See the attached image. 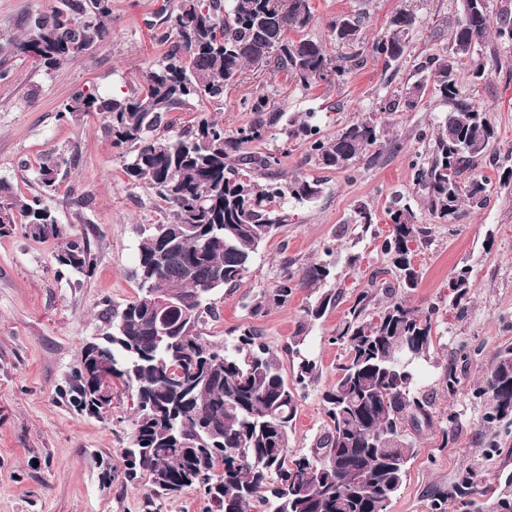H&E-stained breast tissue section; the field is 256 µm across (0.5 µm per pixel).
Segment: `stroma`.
<instances>
[{
	"mask_svg": "<svg viewBox=\"0 0 512 512\" xmlns=\"http://www.w3.org/2000/svg\"><path fill=\"white\" fill-rule=\"evenodd\" d=\"M315 21L305 37L326 42L338 64L349 67L345 79L305 89L286 72L249 67L224 90L218 115L225 128L250 122L246 99L267 96L294 124L317 125L322 139L360 117H373L386 141L373 148L354 169L339 172L307 158L302 139L273 127L253 151L273 155L277 173L318 181L319 197L310 202L282 201L288 222L254 256L238 288L213 294L216 315L201 333L218 344L233 343L241 329L254 327L280 357L285 375L296 361L287 352L305 310L327 291H339L334 309L312 322L305 350L319 368V378L302 390L290 451L305 452L328 418L322 394L336 378L345 354L332 337L356 296L374 293L385 303L386 286L398 271L382 253L389 231L387 208L409 204L430 239L415 249L420 273L417 288L405 292L407 303L433 310L434 347L414 363L416 381L433 403V424L417 432V455L389 512H431L435 490L446 487L464 469H474L487 493L485 502L505 492L498 475L512 474V425L486 427L483 406L474 396L495 353L512 346V181L502 176L512 166V43L489 37L483 51L494 63L477 81L467 63H459L457 81L464 94L486 112L491 128L489 161L477 173L490 184L484 209L464 211L454 224L439 223L414 182L416 168L431 159L434 140L448 110L433 86L430 58L447 56L449 22L459 0H312ZM55 0H0V46L20 36L24 17L49 11ZM180 0H112L110 39L78 60L51 73L30 60L7 58L11 70L0 84V179L15 191L40 197L65 233L86 236L95 264L88 273L58 266L56 239H36L23 225L0 237V512H218L203 493L187 489L173 497L150 499L147 480L127 484L119 470L121 453L132 435L133 398L122 388L112 392V407L96 418L70 408L65 392L83 345L101 336L105 309L122 310L139 292L135 277L137 245L149 225L160 223L167 206L154 190L132 185L118 148L102 130L97 113L67 120L58 112L73 92L97 87L124 96L144 83L148 67L168 49L160 36ZM414 23L404 39L405 55L392 64L371 50L389 36L397 12ZM364 18L362 42L339 47L329 42L328 23L339 15ZM426 89L414 108L384 111L386 101L416 82ZM67 151L55 189L37 180L45 153ZM376 219L370 232L358 221L359 206ZM333 262L334 276L303 284L288 304L251 316L247 304L275 283L283 265L295 274ZM469 266L475 283L465 313L448 299L455 268ZM459 380L455 394L443 381L447 369Z\"/></svg>",
	"mask_w": 512,
	"mask_h": 512,
	"instance_id": "obj_1",
	"label": "stroma"
}]
</instances>
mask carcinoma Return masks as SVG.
Here are the masks:
<instances>
[{
    "mask_svg": "<svg viewBox=\"0 0 512 512\" xmlns=\"http://www.w3.org/2000/svg\"><path fill=\"white\" fill-rule=\"evenodd\" d=\"M489 2L460 0L448 56L429 60L448 112L432 160L417 170L416 182L442 224L456 223L465 206L484 208L490 193L489 183L474 173L489 149L487 113L456 79V67L464 60L474 78L485 77L490 61L479 47L490 30L512 41V10L504 5L494 17ZM111 14L110 0H58L50 11L26 17L21 36L9 43L10 52L51 72L106 41ZM312 21L311 0H292L283 15L278 0H180L171 17L173 45L147 71L141 89L113 97L87 88L59 110L63 118L103 115L105 134L122 150L129 181L151 186L169 207L167 219L146 229L139 242L138 296L101 341L112 371L82 383L87 360L82 355L69 380L68 401L82 411L97 392L110 391L116 383L134 389V439L123 451L128 478L147 475L155 494L199 487L224 512H237L243 501L262 512H389L417 453L414 431L433 420L432 401L419 391L410 369L433 346L432 313L396 297L373 311L374 295L362 292L348 308L333 336L346 360L322 394L329 422L299 455L289 454L297 390L318 375L316 363L302 354L301 341L288 348L298 359L290 382L256 329L241 330L231 347L199 333L204 319L216 314L211 294L238 287L261 245L288 222V215L272 204L286 197L309 201L320 188L315 180L279 178L273 169L277 159L270 154L243 151L281 121L282 113L263 95L248 103L250 123L231 131L208 114L173 135L171 114L196 100L221 109L224 87L246 65L272 64L306 89L343 79L347 69L336 65L323 43L288 37ZM329 33L336 45H353L362 38V17H338L329 23ZM372 52L397 61L405 44L380 40ZM424 89L422 83L413 84L403 100L389 101L386 109L414 107ZM302 133L309 139L308 159L340 172L354 168L382 137L370 118L352 122L329 141L309 125ZM61 163L53 152L42 158V187H55ZM386 214L390 229L381 250L400 271L398 287L413 289L419 272L411 263V244L428 241L429 230L416 223L409 207L392 206ZM17 224L34 238L61 240L55 254L59 266L76 272L93 267L86 237L63 233L38 199L0 180V235ZM332 268L330 262L313 265L303 280L325 281ZM156 283L176 304L164 318L153 309ZM297 286L295 273L283 267L272 287L252 297L250 314L287 304ZM448 288L452 307L464 313L473 288L470 269L455 271ZM335 306L336 294L327 293L305 309L306 320L316 321ZM496 387L511 406L512 347L496 353L474 397L481 400ZM480 494L476 473L468 468L433 493L432 510L445 512L450 500L464 506Z\"/></svg>",
    "mask_w": 512,
    "mask_h": 512,
    "instance_id": "1",
    "label": "carcinoma"
}]
</instances>
